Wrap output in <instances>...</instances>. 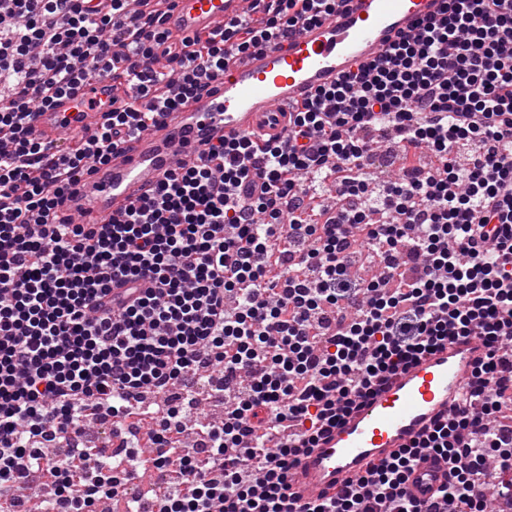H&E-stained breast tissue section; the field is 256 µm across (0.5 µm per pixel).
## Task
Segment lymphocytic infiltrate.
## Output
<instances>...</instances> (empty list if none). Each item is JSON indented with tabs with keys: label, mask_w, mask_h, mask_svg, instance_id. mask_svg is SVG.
Wrapping results in <instances>:
<instances>
[{
	"label": "lymphocytic infiltrate",
	"mask_w": 512,
	"mask_h": 512,
	"mask_svg": "<svg viewBox=\"0 0 512 512\" xmlns=\"http://www.w3.org/2000/svg\"><path fill=\"white\" fill-rule=\"evenodd\" d=\"M343 0H254L205 37L171 42L150 0H0V488L43 472L73 512L122 500L108 448L43 463L44 442L108 414L149 416L158 512H488L512 504V0H445L387 59L295 106L283 135H229L177 164L120 220L61 218L79 180L230 57L279 44ZM122 72L82 147L34 124L87 82ZM411 179L373 186L381 143ZM431 166L422 169L421 157ZM333 181L334 206L310 213ZM288 237L296 262L275 266ZM369 263L375 278L356 281ZM125 287L122 298L113 286ZM468 336L484 353L457 402L409 445L323 500L290 491L301 449L423 356ZM219 367L231 403L198 460L187 417L147 394ZM442 484L414 496L422 456ZM495 470L497 483L480 476Z\"/></svg>",
	"instance_id": "1"
}]
</instances>
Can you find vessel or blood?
Wrapping results in <instances>:
<instances>
[{
	"mask_svg": "<svg viewBox=\"0 0 512 512\" xmlns=\"http://www.w3.org/2000/svg\"><path fill=\"white\" fill-rule=\"evenodd\" d=\"M244 0H175L166 16L173 33L191 38L222 27L243 13ZM445 15L444 0H347L329 19L306 27L277 46L228 63L206 90L163 113L145 132L120 144L107 166L86 177L68 202L83 223L123 215L150 194L171 166L195 160L217 136L261 131L281 134L290 108L341 75L383 59L392 43L425 19ZM129 96L111 78L87 84L76 99L42 113L35 135L57 141L70 130L91 131L105 120L113 94ZM480 337L471 336L426 355L350 413L301 455L291 472L302 500L314 501L347 478L407 445L464 390ZM442 472L433 462L414 472L410 488L429 496Z\"/></svg>",
	"mask_w": 512,
	"mask_h": 512,
	"instance_id": "b4317fda",
	"label": "vessel or blood"
}]
</instances>
